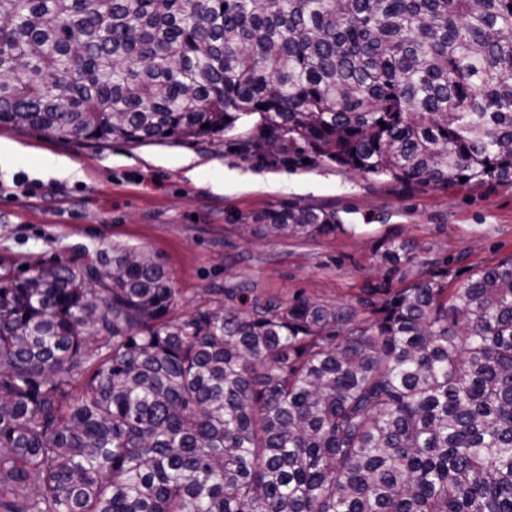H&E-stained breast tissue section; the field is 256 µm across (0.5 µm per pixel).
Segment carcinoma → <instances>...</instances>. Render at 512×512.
<instances>
[{
    "mask_svg": "<svg viewBox=\"0 0 512 512\" xmlns=\"http://www.w3.org/2000/svg\"><path fill=\"white\" fill-rule=\"evenodd\" d=\"M243 124L245 155L512 185V0H0V126ZM339 226L289 205L252 234ZM80 269L0 283V512H512V257L335 305L226 283L185 318L144 251Z\"/></svg>",
    "mask_w": 512,
    "mask_h": 512,
    "instance_id": "obj_1",
    "label": "carcinoma"
}]
</instances>
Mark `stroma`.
I'll list each match as a JSON object with an SVG mask.
<instances>
[{"mask_svg":"<svg viewBox=\"0 0 512 512\" xmlns=\"http://www.w3.org/2000/svg\"><path fill=\"white\" fill-rule=\"evenodd\" d=\"M85 147L0 127L23 154L0 163V276L35 274L56 260L98 264L112 247L147 251L179 292L178 313L209 304L232 281L268 295L342 303L379 284L400 287L380 255L387 239L418 246L416 271L446 270L451 285L512 256V186L401 184L328 162L236 151L246 135ZM77 175L60 173V162ZM28 176L26 190L13 183ZM288 204L335 211L329 236L282 239L239 227Z\"/></svg>","mask_w":512,"mask_h":512,"instance_id":"35a3bbf8","label":"stroma"}]
</instances>
